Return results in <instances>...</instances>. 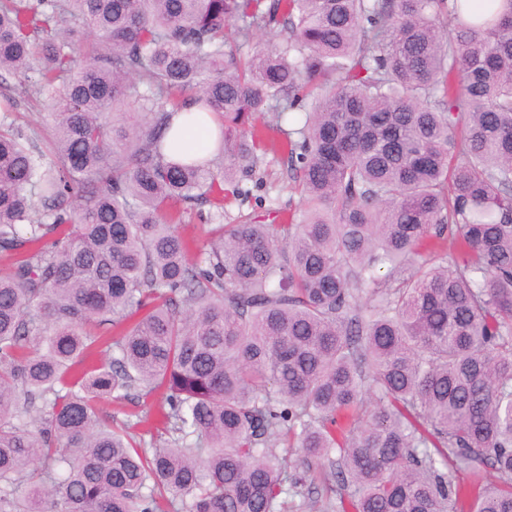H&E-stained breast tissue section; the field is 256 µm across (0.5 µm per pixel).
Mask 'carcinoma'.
<instances>
[{
  "label": "carcinoma",
  "mask_w": 512,
  "mask_h": 512,
  "mask_svg": "<svg viewBox=\"0 0 512 512\" xmlns=\"http://www.w3.org/2000/svg\"><path fill=\"white\" fill-rule=\"evenodd\" d=\"M5 70L53 137L0 118V512H284L280 442L341 512H512V0H0ZM304 100L300 217L222 223ZM184 113L179 112L171 117L172 131H182L186 140H190L194 136L198 137L205 146L204 153L212 152L215 148L214 133L217 128V121L213 117H207L203 120L202 125L188 128L184 124ZM211 210L209 205H205L201 207L202 216H200V211L188 210L185 214V224H182L181 231L183 234L188 237L195 239L198 245H201L206 240V231L209 226L206 217L208 216V212ZM160 394L146 396L142 395V392L132 391L128 399L123 400L122 403L112 402V404H104L103 409L107 412H111L112 416L118 419V421L130 420L131 423L137 420H142L138 429H134V433L137 434L138 439L141 437L144 439V446L150 448L151 436L148 433H144L149 425L155 422V412L160 401ZM133 412L137 416L127 417V414Z\"/></svg>",
  "instance_id": "carcinoma-1"
}]
</instances>
